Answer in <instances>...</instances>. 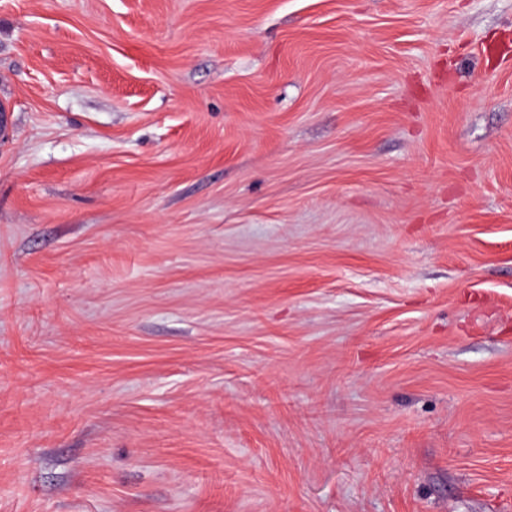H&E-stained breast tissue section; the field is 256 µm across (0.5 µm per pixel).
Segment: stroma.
<instances>
[{
  "label": "stroma",
  "instance_id": "35a3bbf8",
  "mask_svg": "<svg viewBox=\"0 0 512 512\" xmlns=\"http://www.w3.org/2000/svg\"><path fill=\"white\" fill-rule=\"evenodd\" d=\"M0 512H512V0H0Z\"/></svg>",
  "mask_w": 512,
  "mask_h": 512
}]
</instances>
